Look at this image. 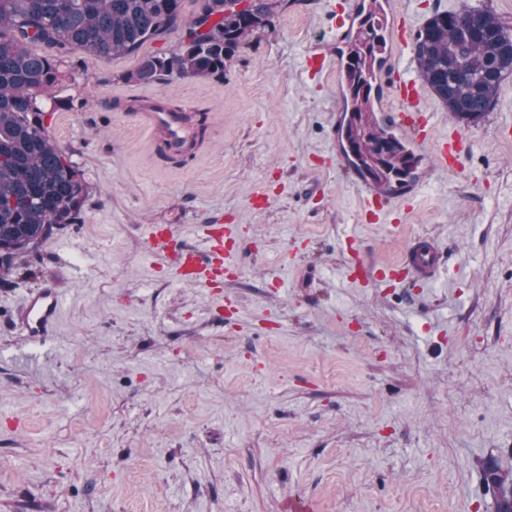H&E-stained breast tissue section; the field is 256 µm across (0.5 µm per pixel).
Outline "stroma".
Instances as JSON below:
<instances>
[{
	"label": "stroma",
	"mask_w": 512,
	"mask_h": 512,
	"mask_svg": "<svg viewBox=\"0 0 512 512\" xmlns=\"http://www.w3.org/2000/svg\"><path fill=\"white\" fill-rule=\"evenodd\" d=\"M465 1L512 26V0H388L384 25ZM271 2V28L220 77L132 80L179 29L63 63L55 97L73 105L45 125L89 195L43 264L0 288V512H286L292 497L311 512H496L483 469L512 461V75L474 120L427 96L435 138L473 149L458 172L421 155L415 199L372 224L336 162L342 74L303 68L347 0ZM158 91L206 114L198 156L156 155L125 114ZM218 222L249 235L237 278L210 291L146 249L147 225L191 243ZM420 235L445 253L434 284L344 278L346 240L382 265ZM49 278L69 302L28 346L11 318Z\"/></svg>",
	"instance_id": "35a3bbf8"
}]
</instances>
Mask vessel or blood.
I'll list each match as a JSON object with an SVG mask.
<instances>
[{"instance_id": "1", "label": "vessel or blood", "mask_w": 512, "mask_h": 512, "mask_svg": "<svg viewBox=\"0 0 512 512\" xmlns=\"http://www.w3.org/2000/svg\"><path fill=\"white\" fill-rule=\"evenodd\" d=\"M407 31L406 24H399L393 37L394 56L384 65L383 93L394 99L397 106L384 113L383 121L390 128L410 135L416 149L435 151L441 170L461 169L463 137L454 134L436 145L430 140L429 115L423 110L421 84L400 62L409 45ZM128 110L145 128L157 153L173 161H183L201 152L205 139L200 113L175 107L166 93L132 96ZM362 198L365 216L372 223L378 222L392 207L391 196L380 189H363ZM146 244L152 255L171 262L180 282L209 289L219 278L236 271L235 259L243 250L244 240L236 225L203 224L196 243L183 247L176 242L171 225L152 224L148 227ZM441 264L437 240L425 235L411 240L398 263L374 267L357 256L344 276L352 283L387 280L400 287L427 285L436 280ZM64 302V292L51 283L27 293L14 319L19 338L30 344L53 336Z\"/></svg>"}]
</instances>
